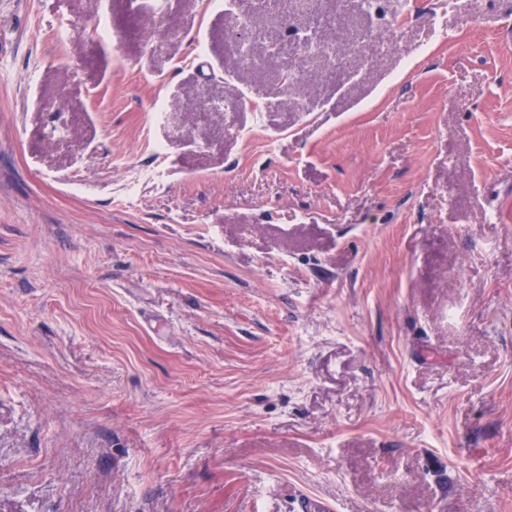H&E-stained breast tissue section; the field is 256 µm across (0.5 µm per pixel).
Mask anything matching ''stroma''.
Listing matches in <instances>:
<instances>
[{
  "label": "stroma",
  "instance_id": "1",
  "mask_svg": "<svg viewBox=\"0 0 512 512\" xmlns=\"http://www.w3.org/2000/svg\"><path fill=\"white\" fill-rule=\"evenodd\" d=\"M459 4L235 0L246 61L0 0V512H512V0Z\"/></svg>",
  "mask_w": 512,
  "mask_h": 512
}]
</instances>
